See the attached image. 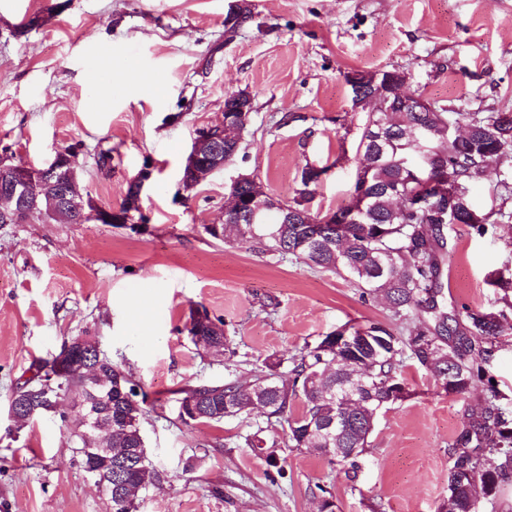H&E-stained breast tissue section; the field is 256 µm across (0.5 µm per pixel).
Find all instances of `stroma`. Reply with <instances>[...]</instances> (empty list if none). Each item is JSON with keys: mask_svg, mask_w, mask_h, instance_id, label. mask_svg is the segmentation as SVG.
<instances>
[{"mask_svg": "<svg viewBox=\"0 0 512 512\" xmlns=\"http://www.w3.org/2000/svg\"><path fill=\"white\" fill-rule=\"evenodd\" d=\"M238 0H0V158L43 167L78 150V190L118 209L142 170L148 221L0 224V512H110L86 479L72 423L20 426L8 400L39 361L87 336L149 395L140 421L159 485L138 512H318L316 485L337 512H438L447 494L448 443L483 389L437 392L405 364L411 395L380 414L356 478L313 448L288 447L282 426L253 412L184 425L178 392L254 380L345 324L387 321L386 303L343 277L254 242L212 238L224 194L249 174L291 200L305 164L329 165L310 204L349 201L367 117L344 81L354 70L408 73L410 87L452 112H512V0H247L250 23L225 37ZM252 99L235 161L193 193L181 170L199 128L219 124L224 97ZM110 151L100 168L101 151ZM512 275V223L485 236L457 228L443 261L449 305L499 309L491 278ZM222 319L227 357L197 345L193 309ZM278 440L284 477L243 444Z\"/></svg>", "mask_w": 512, "mask_h": 512, "instance_id": "stroma-1", "label": "stroma"}]
</instances>
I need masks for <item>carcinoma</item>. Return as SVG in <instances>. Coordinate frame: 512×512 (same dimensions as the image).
Wrapping results in <instances>:
<instances>
[{"mask_svg": "<svg viewBox=\"0 0 512 512\" xmlns=\"http://www.w3.org/2000/svg\"><path fill=\"white\" fill-rule=\"evenodd\" d=\"M235 22L224 21L231 35L251 22L249 5L237 6ZM358 165L348 204L331 212L322 224L310 210L321 168L302 169L288 212L264 216L251 224L247 200L254 186L230 185L229 193L243 207L224 225L234 233L281 257L344 274L361 297L383 295L391 323L367 321L345 326L305 346L289 358L290 382L281 385L274 368L252 382L229 380L180 390V407L193 401L199 418L191 423H221L226 417L266 408L267 418L287 427L288 447L315 448L344 473L359 468L370 446L378 413L411 396L402 367L407 361L430 372L437 387L461 395L487 377L498 339L512 333L505 311L447 309L442 293L438 252L446 245L445 230L465 227L482 236L487 226L512 222L501 206L478 216L470 187L486 180L492 168L512 161V119L502 113L417 112L402 106L396 112H370L357 145ZM453 176L451 188L435 182ZM429 197L427 207H416ZM139 396L132 375L112 364V512H135L125 501V486L142 488L160 482L148 459H140V419L146 398L132 404L117 386ZM90 384L79 376L60 380L63 393L88 395ZM494 386L485 388L482 410L464 418L448 443V495L439 512H480L496 501L500 486L512 478V405ZM303 404L296 415L293 406Z\"/></svg>", "mask_w": 512, "mask_h": 512, "instance_id": "obj_1", "label": "carcinoma"}]
</instances>
